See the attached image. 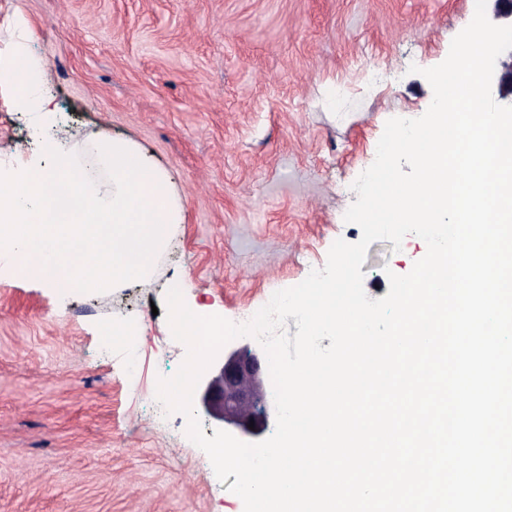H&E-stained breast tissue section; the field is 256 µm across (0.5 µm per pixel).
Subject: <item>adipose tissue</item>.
<instances>
[{
	"label": "adipose tissue",
	"mask_w": 512,
	"mask_h": 512,
	"mask_svg": "<svg viewBox=\"0 0 512 512\" xmlns=\"http://www.w3.org/2000/svg\"><path fill=\"white\" fill-rule=\"evenodd\" d=\"M18 40L8 50H0V88H6L13 105L23 112L42 113L45 123H52L53 114L46 109L40 87L46 75L43 59L28 52L27 43L35 37L34 29L23 17H15Z\"/></svg>",
	"instance_id": "1"
}]
</instances>
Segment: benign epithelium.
Instances as JSON below:
<instances>
[{"instance_id": "1", "label": "benign epithelium", "mask_w": 512, "mask_h": 512, "mask_svg": "<svg viewBox=\"0 0 512 512\" xmlns=\"http://www.w3.org/2000/svg\"><path fill=\"white\" fill-rule=\"evenodd\" d=\"M198 383L200 406L218 430L253 442L276 418L275 403L267 400L257 353L244 348L224 351ZM254 428H249V424Z\"/></svg>"}]
</instances>
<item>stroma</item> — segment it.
<instances>
[{
	"label": "stroma",
	"mask_w": 512,
	"mask_h": 512,
	"mask_svg": "<svg viewBox=\"0 0 512 512\" xmlns=\"http://www.w3.org/2000/svg\"><path fill=\"white\" fill-rule=\"evenodd\" d=\"M36 32L61 135L137 142L183 209L148 288L64 293L0 269V512H244L186 435L155 420L187 349L165 295L239 323L361 237L344 214L388 119L422 116V76L475 0H0ZM35 117L0 99V168L43 155ZM373 242L368 297L425 254ZM109 323L132 340L106 341Z\"/></svg>",
	"instance_id": "35a3bbf8"
}]
</instances>
